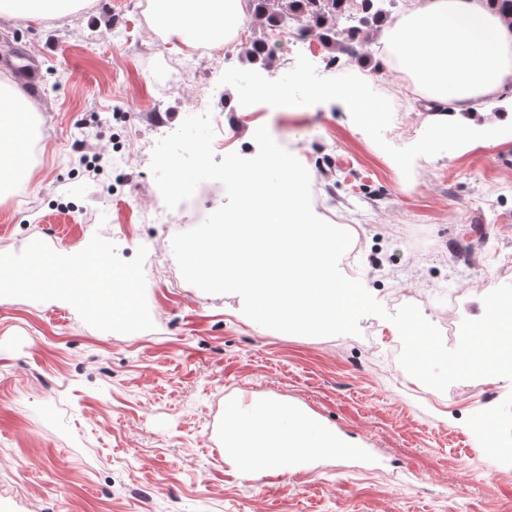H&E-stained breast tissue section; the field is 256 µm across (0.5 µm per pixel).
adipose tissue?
<instances>
[{
    "instance_id": "adipose-tissue-1",
    "label": "adipose tissue",
    "mask_w": 512,
    "mask_h": 512,
    "mask_svg": "<svg viewBox=\"0 0 512 512\" xmlns=\"http://www.w3.org/2000/svg\"><path fill=\"white\" fill-rule=\"evenodd\" d=\"M245 18L242 0H156L155 19L172 33L226 41ZM429 103L430 126L461 132L485 98L512 91V15L490 0H406L400 19L380 38ZM277 422L275 447L252 462L260 472L309 452L332 448L335 434L285 403L265 405Z\"/></svg>"
}]
</instances>
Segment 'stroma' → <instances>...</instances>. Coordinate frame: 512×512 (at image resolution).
<instances>
[{"instance_id": "35a3bbf8", "label": "stroma", "mask_w": 512, "mask_h": 512, "mask_svg": "<svg viewBox=\"0 0 512 512\" xmlns=\"http://www.w3.org/2000/svg\"><path fill=\"white\" fill-rule=\"evenodd\" d=\"M142 0H78L57 18L0 17V51L41 64L26 175L0 197V263L32 253L66 268L100 244L134 269L132 328L104 330L67 289L0 290V512H512V380L464 382L456 403L428 406L393 355L401 339L381 321L366 351L357 336L309 337L264 328L236 294L185 284L173 234L137 221L160 192L150 171L161 118L224 115V151L253 146L258 127L308 169L316 215L344 218L360 246L357 279L381 305L403 290L435 305L463 299L459 319L483 315L488 283L512 253V141L471 148L433 133L410 81L376 50L302 79L311 47L289 45L274 68L250 63L261 33L224 45V66H200L163 91L168 60L186 45L150 49ZM287 87V101L245 96L239 78ZM366 84L372 101L348 112L332 95ZM320 89L314 108L307 91ZM226 201L201 183L173 209L176 230ZM300 408L354 457H318L275 482L224 459L216 417L251 400Z\"/></svg>"}]
</instances>
